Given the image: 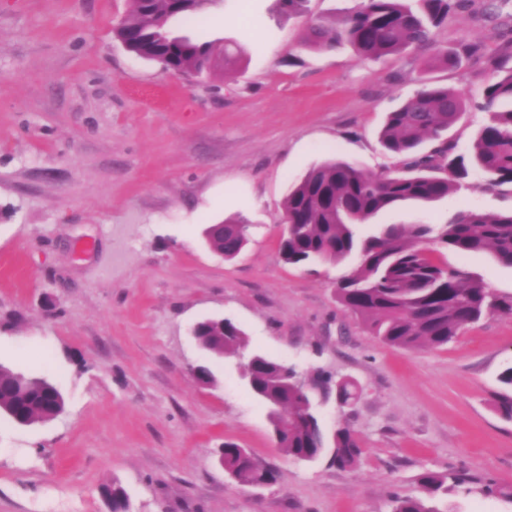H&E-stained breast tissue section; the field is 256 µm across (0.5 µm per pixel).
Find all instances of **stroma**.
Listing matches in <instances>:
<instances>
[{
	"instance_id": "obj_1",
	"label": "stroma",
	"mask_w": 512,
	"mask_h": 512,
	"mask_svg": "<svg viewBox=\"0 0 512 512\" xmlns=\"http://www.w3.org/2000/svg\"><path fill=\"white\" fill-rule=\"evenodd\" d=\"M354 4L309 0L290 17L274 0H222L203 25L172 19L178 34L241 48L235 72L199 83L115 40L128 0H0V364L49 378L65 398L46 422L0 417V512H108L112 482L129 512H391L427 470L471 479L449 490V512H512L481 491L512 482V421L494 407L512 317H486L440 348L389 347L336 299L355 259L308 268L279 255L288 188L309 168L399 165L377 135L420 78L470 98L448 131L459 150L487 118L475 102L483 62L447 68L408 52L382 64L304 46L309 25ZM437 36L494 53L512 38V5L493 21L450 16ZM463 208L511 211L512 185L406 202L374 224H444ZM232 215L249 242L227 260L204 231ZM430 256L512 294V268L490 253L436 245ZM207 318L232 319L251 350L302 374L355 379L354 411L326 408L323 424L355 430L359 466L276 448L240 359L199 347L193 328ZM199 364L214 384L192 375ZM227 441L276 481L233 485L216 459Z\"/></svg>"
}]
</instances>
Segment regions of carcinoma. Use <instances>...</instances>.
<instances>
[{"instance_id": "carcinoma-1", "label": "carcinoma", "mask_w": 512, "mask_h": 512, "mask_svg": "<svg viewBox=\"0 0 512 512\" xmlns=\"http://www.w3.org/2000/svg\"><path fill=\"white\" fill-rule=\"evenodd\" d=\"M130 7L113 28L124 48L159 63L177 76L209 79L223 69L231 72L240 50L214 41L179 35L169 27L174 17L194 19L223 0H129ZM280 13L300 17L308 0H276ZM512 0H358L350 11L308 27L304 45L310 49L347 46L364 60L385 61L410 51H424L437 65L459 67L484 61L492 78L481 88L480 108L487 121L479 127L465 153L448 139V130L466 111V98L446 87L420 81V87L386 113L378 133L381 147L401 158L393 173L375 175L357 163L334 158L312 168L293 183L285 199L288 233L280 243L281 259L289 265L340 263L357 257L356 268L337 285L342 305L354 313L380 343L413 350L440 347L469 324L486 316L512 315V297H500L459 271L436 263L426 244L437 243L458 254L489 252L512 267V211L455 212L448 223L380 224L366 237L358 226L408 202H431L465 187L494 189L512 184V41L493 55L482 43L460 42L449 48L437 38L448 16L470 12L495 16ZM249 225L228 219L206 230L209 248L233 259L248 241ZM203 350L245 359L249 392L268 412L273 440L295 460L328 459L339 469H354L362 448L347 424L330 431L319 423V407L336 401L352 408L361 395L359 384L336 379L324 370L310 378L311 389L296 382L285 364L261 352L247 351L249 339L231 321L208 319L194 328ZM508 392L495 409L512 420V366L499 376ZM57 386L45 378H26L0 365V413L19 426L45 421L64 409ZM224 473L232 480L259 487L276 480L275 470L262 466L244 448L224 442ZM459 487L469 482L434 471L418 476L420 495L394 496L391 512H444L440 495L448 480ZM482 492L512 502L511 483H489ZM118 512L128 509L124 489L102 488Z\"/></svg>"}]
</instances>
